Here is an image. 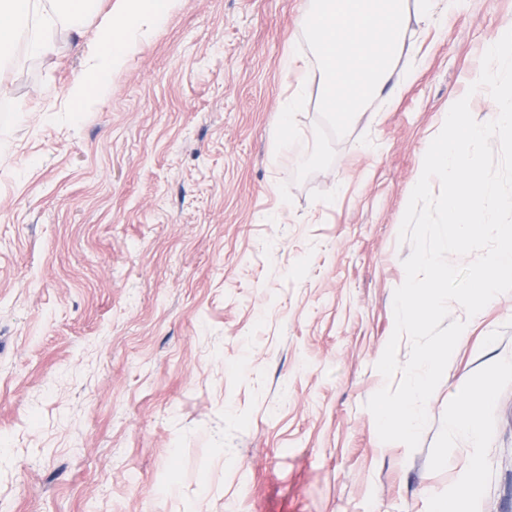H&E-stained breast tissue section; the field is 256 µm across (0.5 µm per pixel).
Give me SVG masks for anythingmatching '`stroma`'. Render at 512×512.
<instances>
[{"instance_id":"obj_1","label":"stroma","mask_w":512,"mask_h":512,"mask_svg":"<svg viewBox=\"0 0 512 512\" xmlns=\"http://www.w3.org/2000/svg\"><path fill=\"white\" fill-rule=\"evenodd\" d=\"M111 0L0 72V512H512V293L470 320L416 450L366 407L394 330L408 190L512 0L422 36L394 111L311 96L285 140L281 59L306 0H178L71 110ZM475 414L482 437L450 436Z\"/></svg>"}]
</instances>
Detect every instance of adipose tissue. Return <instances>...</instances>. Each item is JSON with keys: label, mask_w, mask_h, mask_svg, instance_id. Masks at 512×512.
<instances>
[{"label": "adipose tissue", "mask_w": 512, "mask_h": 512, "mask_svg": "<svg viewBox=\"0 0 512 512\" xmlns=\"http://www.w3.org/2000/svg\"><path fill=\"white\" fill-rule=\"evenodd\" d=\"M456 3L309 0L298 28L312 54L304 56L293 44L285 52L283 68L292 93L279 109V126L297 135L295 114L313 91L328 111L351 123L373 106L393 111L425 64L420 46L407 38V17L413 14L425 26H441ZM175 4L176 0H119L117 12L105 16L99 37L88 48L87 75L68 89L75 111H84L91 98L108 96L111 74L165 28ZM93 9V0H0V68L10 66L20 48L33 58L54 54L60 33H80Z\"/></svg>", "instance_id": "adipose-tissue-1"}]
</instances>
